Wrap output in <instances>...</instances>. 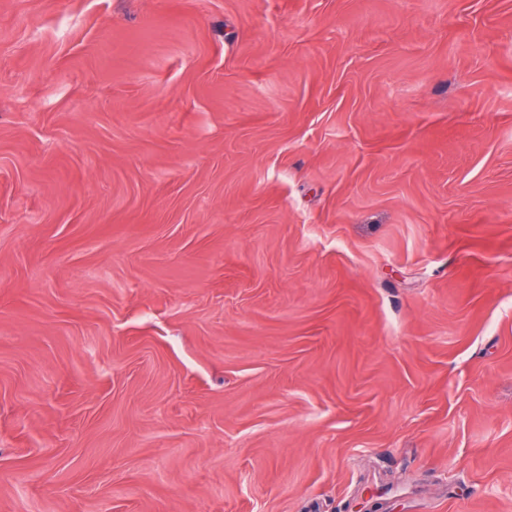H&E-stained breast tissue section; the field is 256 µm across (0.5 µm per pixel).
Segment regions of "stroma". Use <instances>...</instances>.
I'll return each mask as SVG.
<instances>
[{
  "label": "stroma",
  "instance_id": "stroma-1",
  "mask_svg": "<svg viewBox=\"0 0 512 512\" xmlns=\"http://www.w3.org/2000/svg\"><path fill=\"white\" fill-rule=\"evenodd\" d=\"M0 512H512V0H0Z\"/></svg>",
  "mask_w": 512,
  "mask_h": 512
}]
</instances>
